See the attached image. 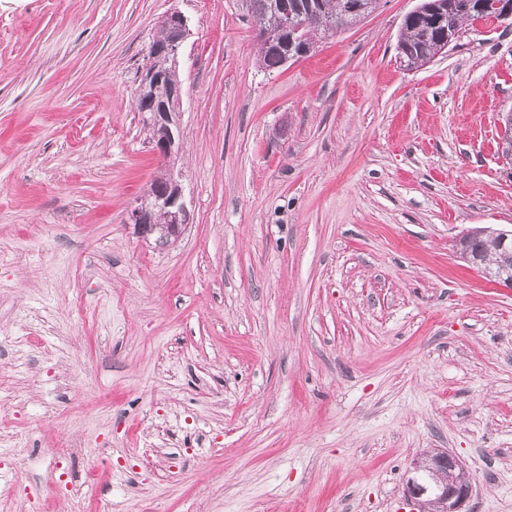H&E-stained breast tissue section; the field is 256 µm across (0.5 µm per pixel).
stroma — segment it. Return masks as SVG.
I'll return each mask as SVG.
<instances>
[{"instance_id": "obj_1", "label": "stroma", "mask_w": 512, "mask_h": 512, "mask_svg": "<svg viewBox=\"0 0 512 512\" xmlns=\"http://www.w3.org/2000/svg\"><path fill=\"white\" fill-rule=\"evenodd\" d=\"M418 4L268 73L242 0H0V512H404L429 448L512 512V288L456 251L512 231V20L407 71ZM174 10L171 164L136 100ZM169 171H166L168 173ZM162 174L157 177L150 185V191L157 197L164 195V182L163 177L166 174ZM180 176L173 171H170L167 177V193L164 198L166 199V222L164 226V234L168 233L169 228V242L164 239L165 245H169L171 242L177 240L182 232V229L190 223V211L185 201L184 187L181 183ZM154 237L155 245H164L163 242H159L157 236ZM153 209L154 205L147 194L138 199L129 211V221L134 224L137 234L141 237H149L157 227L162 226V224H154Z\"/></svg>"}]
</instances>
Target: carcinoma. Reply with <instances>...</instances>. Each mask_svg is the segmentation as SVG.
Instances as JSON below:
<instances>
[{"instance_id":"1","label":"carcinoma","mask_w":512,"mask_h":512,"mask_svg":"<svg viewBox=\"0 0 512 512\" xmlns=\"http://www.w3.org/2000/svg\"><path fill=\"white\" fill-rule=\"evenodd\" d=\"M280 0H243L247 12L259 25H269L279 17ZM462 0H423L421 11L405 17L398 48L400 65L407 70L418 67V59L434 57L444 49L448 35L462 29L468 21L492 20L491 14L466 15L460 7ZM356 0H288V8L302 25L300 34L282 32L260 47L259 65L271 73L278 71L288 60L308 53L322 36L345 30L361 20L354 11ZM144 69L156 71L161 80L159 92L137 99V111L147 122L154 112H177L179 100L171 97L172 89L181 83L177 60L172 56L147 52ZM464 253L475 266L483 265L487 256L501 261L512 270V239L501 242L497 234L478 228L466 238Z\"/></svg>"}]
</instances>
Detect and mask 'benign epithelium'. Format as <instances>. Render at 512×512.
<instances>
[{
	"mask_svg": "<svg viewBox=\"0 0 512 512\" xmlns=\"http://www.w3.org/2000/svg\"><path fill=\"white\" fill-rule=\"evenodd\" d=\"M492 7L501 19L512 18V0H468L470 13L482 12ZM161 23L172 28V37L161 53L179 55V50L189 35L187 18L178 11L167 14ZM154 150L163 157H171L180 150V123L176 112H161L154 118ZM166 222L169 240L179 238L182 229L190 223V211L185 201L184 187L177 173L169 172L165 194ZM154 205L149 196L138 199L129 211V221L142 237L157 229L154 224ZM406 489L409 497L422 501L427 512H467L465 506L471 496L468 470L462 461L447 450L426 452L418 457L409 471Z\"/></svg>",
	"mask_w": 512,
	"mask_h": 512,
	"instance_id": "7a95c632",
	"label": "benign epithelium"
}]
</instances>
